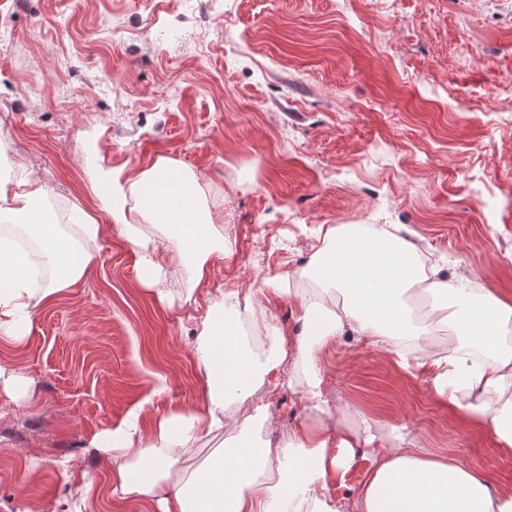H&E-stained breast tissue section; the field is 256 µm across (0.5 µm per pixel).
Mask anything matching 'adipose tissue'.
I'll use <instances>...</instances> for the list:
<instances>
[{
	"instance_id": "obj_1",
	"label": "adipose tissue",
	"mask_w": 512,
	"mask_h": 512,
	"mask_svg": "<svg viewBox=\"0 0 512 512\" xmlns=\"http://www.w3.org/2000/svg\"><path fill=\"white\" fill-rule=\"evenodd\" d=\"M92 185L91 205L77 201L64 211L38 179L0 177L1 339L23 341L37 309L88 275L91 245L109 227L138 254L140 282L162 302L173 292L172 268L191 265L199 283L214 260L223 259L220 214L201 195L195 175L172 160L133 169L99 166ZM97 209L107 223L94 217ZM155 225L166 228L167 237L153 234ZM420 265L421 251L407 237L366 224L328 229L302 270L322 292L295 294L302 329L294 338L277 333L263 358L246 357L233 333L237 294L214 297L193 339L206 380L201 405L161 415L137 409L88 441L87 453L109 457L110 496L145 500L156 512H278L283 502L291 512H512V488L448 456L411 452L396 433L373 457L357 492L340 495L358 445L341 424L194 461L198 434L223 430L227 399L244 403L284 365H305L310 408L330 415L318 354L348 334L367 338L405 370L425 371L457 418L487 430L500 456L511 460L512 299L474 278L434 280L425 305L453 312L448 343L436 349L408 306Z\"/></svg>"
}]
</instances>
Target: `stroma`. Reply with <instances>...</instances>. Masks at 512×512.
<instances>
[{"label": "stroma", "instance_id": "35a3bbf8", "mask_svg": "<svg viewBox=\"0 0 512 512\" xmlns=\"http://www.w3.org/2000/svg\"><path fill=\"white\" fill-rule=\"evenodd\" d=\"M0 0V145L60 203L89 200L88 157L133 168L166 156L194 172L224 216V260L160 304L118 234L93 244L88 276L34 315L0 363L33 382L0 398V512L25 490L34 512H66L92 480L91 512H154L110 498L85 444L136 408L197 406L192 350L217 291L246 294L293 273L338 224H396L446 273L512 292V0ZM325 392L349 425L399 427L412 451L453 457L512 486L481 430L461 425L427 375L355 336L324 348ZM270 424L251 406L202 436L199 460L317 427L303 384L271 375Z\"/></svg>", "mask_w": 512, "mask_h": 512}]
</instances>
